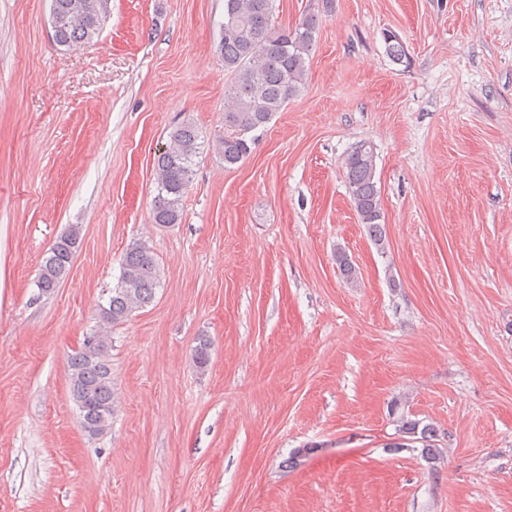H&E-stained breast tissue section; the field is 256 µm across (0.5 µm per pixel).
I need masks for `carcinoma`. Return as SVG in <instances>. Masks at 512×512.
Here are the masks:
<instances>
[{"instance_id": "carcinoma-1", "label": "carcinoma", "mask_w": 512, "mask_h": 512, "mask_svg": "<svg viewBox=\"0 0 512 512\" xmlns=\"http://www.w3.org/2000/svg\"><path fill=\"white\" fill-rule=\"evenodd\" d=\"M99 0H51L54 42L70 49L94 41L104 18L99 15ZM275 0H224V22L219 25L218 51L230 83L224 90V132L214 146L231 168L251 153L253 139L248 134L265 127L272 116L300 95L305 88L308 62L315 47L318 15L307 14L292 28L273 22ZM386 53L392 62H408L403 42L391 31L384 34ZM205 147L201 132L187 118L169 133L166 149L156 162V189L152 222L161 227L179 224L183 198L190 186L196 159ZM345 168L352 207L370 240L382 251L387 241L381 190L377 186L376 157L372 147L358 143L348 153ZM81 242V226L72 224L58 236L40 265L36 287L49 294L69 275ZM336 265L344 281L355 285L358 272L343 251L336 252ZM159 268L146 242L134 240L125 250L120 275L110 289L107 304L100 307L96 329L106 332L126 321L134 312L154 300L159 287ZM112 342L84 341L68 360L67 380L70 395L80 412V427L91 437L110 429L116 407L112 388L110 351ZM211 356V341L198 338L193 362L205 369ZM398 441L392 448H412L421 444V457L434 465L442 458L435 443L436 429L407 415L396 420Z\"/></svg>"}]
</instances>
